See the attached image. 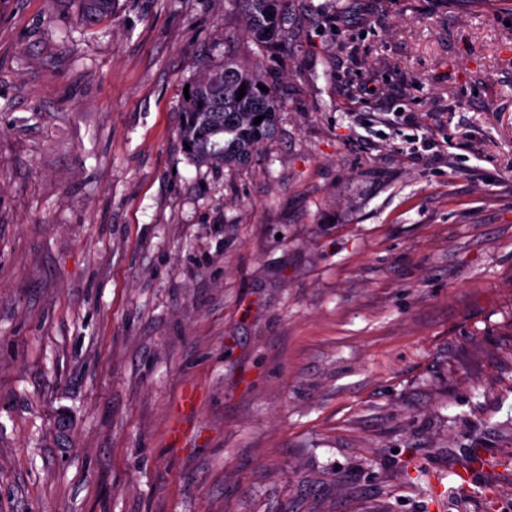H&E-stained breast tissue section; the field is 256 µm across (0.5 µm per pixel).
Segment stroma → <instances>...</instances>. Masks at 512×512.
<instances>
[{"mask_svg":"<svg viewBox=\"0 0 512 512\" xmlns=\"http://www.w3.org/2000/svg\"><path fill=\"white\" fill-rule=\"evenodd\" d=\"M80 14L0 0V512H512V0ZM229 41L282 110L216 169ZM239 12L243 31L261 52L288 42V0H230ZM272 13V16H269ZM269 30V33H266ZM265 85L256 65L224 54V66L203 67L183 97L180 138L191 147L189 155L215 168L248 162L256 149L272 138L281 104ZM241 85L244 97L237 101ZM265 115L258 125L255 118Z\"/></svg>","mask_w":512,"mask_h":512,"instance_id":"stroma-1","label":"stroma"}]
</instances>
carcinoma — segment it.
Listing matches in <instances>:
<instances>
[{
    "label": "carcinoma",
    "mask_w": 512,
    "mask_h": 512,
    "mask_svg": "<svg viewBox=\"0 0 512 512\" xmlns=\"http://www.w3.org/2000/svg\"><path fill=\"white\" fill-rule=\"evenodd\" d=\"M82 20L95 23L112 15L113 0H81ZM239 12L243 31L264 52L288 42V0H230ZM263 83L256 65L229 52L224 66L204 67L182 99L180 138L196 160L215 168L248 162L256 149L272 138L281 104L273 91L259 89ZM244 97L237 99L239 89ZM263 120L254 124L255 118Z\"/></svg>",
    "instance_id": "cac0c4a2"
}]
</instances>
